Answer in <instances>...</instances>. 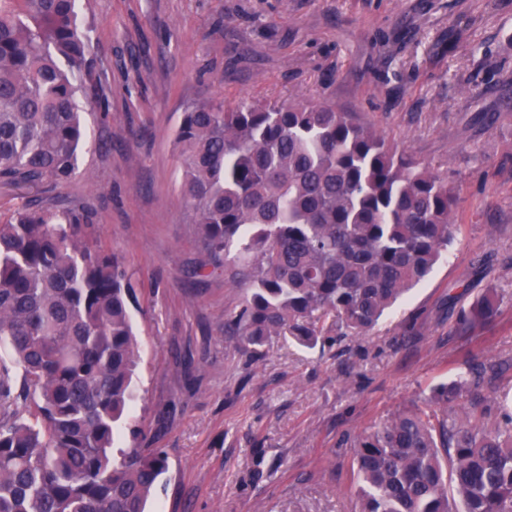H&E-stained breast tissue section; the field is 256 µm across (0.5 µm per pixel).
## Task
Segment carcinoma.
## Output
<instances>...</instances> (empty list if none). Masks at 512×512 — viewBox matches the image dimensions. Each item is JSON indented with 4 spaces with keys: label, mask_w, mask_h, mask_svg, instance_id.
<instances>
[{
    "label": "carcinoma",
    "mask_w": 512,
    "mask_h": 512,
    "mask_svg": "<svg viewBox=\"0 0 512 512\" xmlns=\"http://www.w3.org/2000/svg\"><path fill=\"white\" fill-rule=\"evenodd\" d=\"M80 0H0V183L67 184L87 131L77 99L103 116L101 77L82 79L92 43ZM181 195L206 260L246 287L224 335L258 350L291 336L365 335L423 281L448 246L454 186L353 112L297 99L183 113ZM85 199H36L0 217V512H145L168 467L159 448L114 450L135 400L133 282L90 248ZM495 288L456 329L495 321ZM486 361L432 389L440 411L402 412L354 444L357 512H512V394L494 425L476 407L497 378Z\"/></svg>",
    "instance_id": "obj_1"
}]
</instances>
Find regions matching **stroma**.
Segmentation results:
<instances>
[{
    "instance_id": "obj_1",
    "label": "stroma",
    "mask_w": 512,
    "mask_h": 512,
    "mask_svg": "<svg viewBox=\"0 0 512 512\" xmlns=\"http://www.w3.org/2000/svg\"><path fill=\"white\" fill-rule=\"evenodd\" d=\"M112 110L79 105L90 140L60 199L93 208L90 247L138 284L137 399L120 448L168 458L148 512H355L353 444L423 406L468 364L512 391V0H83ZM307 98L356 113L460 191L453 239L367 336L255 353L224 334L245 290L203 258L180 195L183 112ZM459 304L503 297L454 332ZM502 297L496 288H487L478 294L468 305L461 309L456 317V330L468 331L476 325L495 321L501 312Z\"/></svg>"
}]
</instances>
